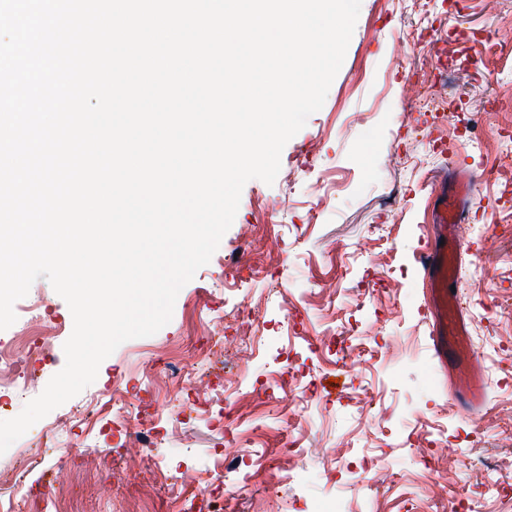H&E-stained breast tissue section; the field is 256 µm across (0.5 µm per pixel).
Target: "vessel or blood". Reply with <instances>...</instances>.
Returning a JSON list of instances; mask_svg holds the SVG:
<instances>
[{"mask_svg": "<svg viewBox=\"0 0 512 512\" xmlns=\"http://www.w3.org/2000/svg\"><path fill=\"white\" fill-rule=\"evenodd\" d=\"M473 197V181L464 172H457L452 185H441L432 208V222L439 231L420 257L430 291L431 365L434 373L462 376L455 395L462 410L481 405L488 385L482 357L470 343L465 310L458 304L457 279L448 271L449 258L461 256L464 251L452 228L466 221Z\"/></svg>", "mask_w": 512, "mask_h": 512, "instance_id": "vessel-or-blood-1", "label": "vessel or blood"}]
</instances>
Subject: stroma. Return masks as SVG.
<instances>
[{
	"mask_svg": "<svg viewBox=\"0 0 512 512\" xmlns=\"http://www.w3.org/2000/svg\"><path fill=\"white\" fill-rule=\"evenodd\" d=\"M512 0H362L343 65L322 108L284 147L274 184L248 181L235 219L210 262L180 290L170 322L122 343L96 380L34 424L7 451L42 448L21 479L0 464V502L51 500L59 466L80 491L78 512H106L125 475L147 464L127 443L128 421L96 402L113 385L160 433L166 465L187 490L201 483L229 436L244 451L223 512H498L483 485H512V366L494 368L479 408L480 434L438 381L427 350L430 314L418 253L435 229L429 203L453 171L451 151L476 175L470 248L458 287L475 348L512 342ZM267 241L270 270L232 268L245 228ZM43 303L40 320L26 308ZM258 305L266 325L247 357L225 350L203 377L200 413L168 421L171 381L156 359L176 361L210 344L208 328ZM0 346L24 349L54 327L26 391L0 390V420L17 416L65 364L73 329L66 302L46 279L14 306ZM356 350L346 386L324 377ZM249 416L228 417L231 404ZM430 440L455 458L440 505L417 494L428 478L417 452ZM395 477L362 488L359 462ZM125 498L135 512H183L164 479L146 476Z\"/></svg>",
	"mask_w": 512,
	"mask_h": 512,
	"instance_id": "1",
	"label": "stroma"
}]
</instances>
